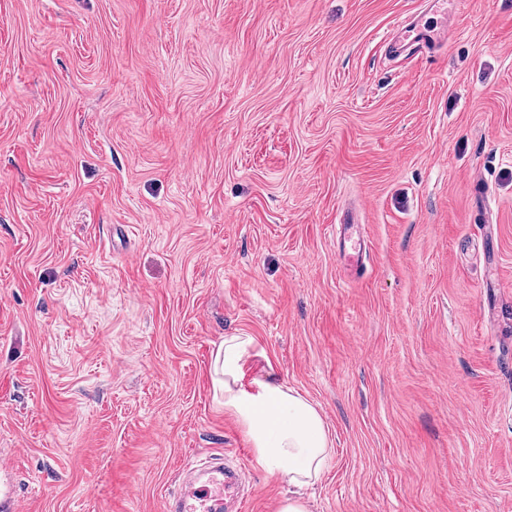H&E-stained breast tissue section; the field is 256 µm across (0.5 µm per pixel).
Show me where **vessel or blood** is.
<instances>
[{
	"label": "vessel or blood",
	"instance_id": "vessel-or-blood-1",
	"mask_svg": "<svg viewBox=\"0 0 512 512\" xmlns=\"http://www.w3.org/2000/svg\"><path fill=\"white\" fill-rule=\"evenodd\" d=\"M450 36L447 21L427 23L419 19L404 22L387 43V50L395 57L416 56L433 52L447 44ZM341 256L349 265L359 266L365 252V241L354 216H346L344 234L339 240ZM237 468L216 461L211 463L206 477L198 486L178 494L166 503V512H216L217 505H224L229 512H243L237 507L239 495Z\"/></svg>",
	"mask_w": 512,
	"mask_h": 512
}]
</instances>
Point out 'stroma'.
<instances>
[{
  "instance_id": "35a3bbf8",
  "label": "stroma",
  "mask_w": 512,
  "mask_h": 512,
  "mask_svg": "<svg viewBox=\"0 0 512 512\" xmlns=\"http://www.w3.org/2000/svg\"><path fill=\"white\" fill-rule=\"evenodd\" d=\"M0 0V460L23 512H163L224 337L331 430L310 512H512V0ZM357 210L365 271L336 231ZM438 4L443 20L439 23H427L421 19L410 20L398 26L395 34L387 42V50L395 57L416 56L423 52H433L447 44L450 31L448 30V3L445 0H433Z\"/></svg>"
}]
</instances>
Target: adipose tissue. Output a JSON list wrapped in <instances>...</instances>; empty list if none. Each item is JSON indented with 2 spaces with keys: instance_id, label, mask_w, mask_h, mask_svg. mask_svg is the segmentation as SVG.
Returning a JSON list of instances; mask_svg holds the SVG:
<instances>
[{
  "instance_id": "1",
  "label": "adipose tissue",
  "mask_w": 512,
  "mask_h": 512,
  "mask_svg": "<svg viewBox=\"0 0 512 512\" xmlns=\"http://www.w3.org/2000/svg\"><path fill=\"white\" fill-rule=\"evenodd\" d=\"M254 348L252 337H225L213 362L215 389L265 470L299 490L311 486L328 465L331 431L318 408L279 384L272 368L247 377Z\"/></svg>"
}]
</instances>
